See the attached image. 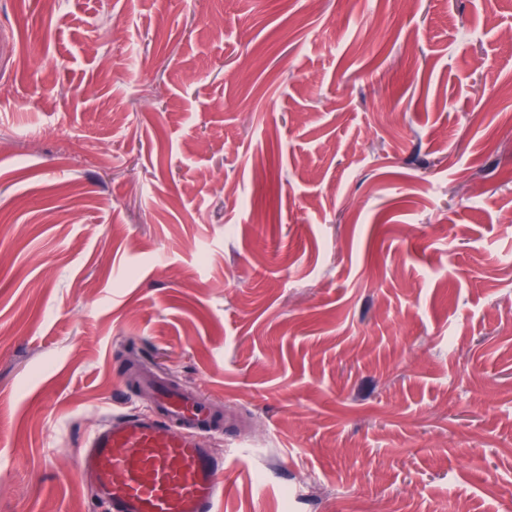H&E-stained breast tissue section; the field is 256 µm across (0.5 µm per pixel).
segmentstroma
<instances>
[{
    "label": "stroma",
    "mask_w": 512,
    "mask_h": 512,
    "mask_svg": "<svg viewBox=\"0 0 512 512\" xmlns=\"http://www.w3.org/2000/svg\"><path fill=\"white\" fill-rule=\"evenodd\" d=\"M512 0H0V512L144 364L217 512H512Z\"/></svg>",
    "instance_id": "obj_1"
}]
</instances>
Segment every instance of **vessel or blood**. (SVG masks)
I'll return each mask as SVG.
<instances>
[{"instance_id": "vessel-or-blood-1", "label": "vessel or blood", "mask_w": 512, "mask_h": 512, "mask_svg": "<svg viewBox=\"0 0 512 512\" xmlns=\"http://www.w3.org/2000/svg\"><path fill=\"white\" fill-rule=\"evenodd\" d=\"M158 414L101 422L80 452L79 472L102 512H216L224 463L208 448L218 427L192 395L162 385Z\"/></svg>"}]
</instances>
